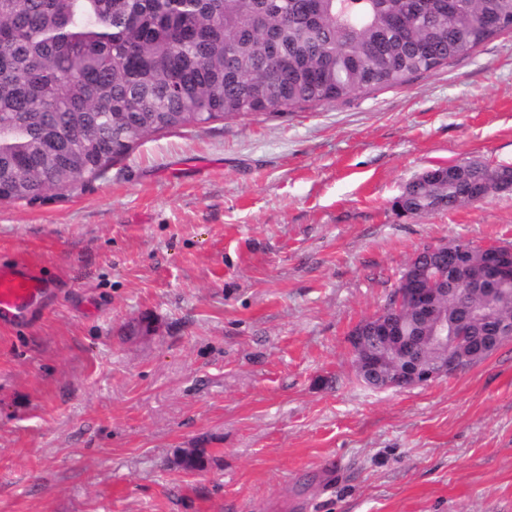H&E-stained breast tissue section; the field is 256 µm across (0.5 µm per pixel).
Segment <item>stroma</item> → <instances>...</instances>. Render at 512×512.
Masks as SVG:
<instances>
[{
	"mask_svg": "<svg viewBox=\"0 0 512 512\" xmlns=\"http://www.w3.org/2000/svg\"><path fill=\"white\" fill-rule=\"evenodd\" d=\"M512 166V33L399 87L150 136L0 202L51 291L0 326V512H512V342L377 389L348 334L424 246H512V193L396 215L423 170ZM182 448H208L187 472Z\"/></svg>",
	"mask_w": 512,
	"mask_h": 512,
	"instance_id": "1",
	"label": "stroma"
}]
</instances>
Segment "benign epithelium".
<instances>
[{"mask_svg": "<svg viewBox=\"0 0 512 512\" xmlns=\"http://www.w3.org/2000/svg\"><path fill=\"white\" fill-rule=\"evenodd\" d=\"M471 201L512 192L496 166ZM512 291V249L429 245L402 270L393 303L356 324L350 347L366 384L404 388L449 377L512 340V317L502 305Z\"/></svg>", "mask_w": 512, "mask_h": 512, "instance_id": "1", "label": "benign epithelium"}]
</instances>
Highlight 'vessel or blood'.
Instances as JSON below:
<instances>
[{
	"label": "vessel or blood",
	"instance_id": "obj_1",
	"mask_svg": "<svg viewBox=\"0 0 512 512\" xmlns=\"http://www.w3.org/2000/svg\"><path fill=\"white\" fill-rule=\"evenodd\" d=\"M49 291V285L24 262L0 265V323L29 314Z\"/></svg>",
	"mask_w": 512,
	"mask_h": 512
}]
</instances>
